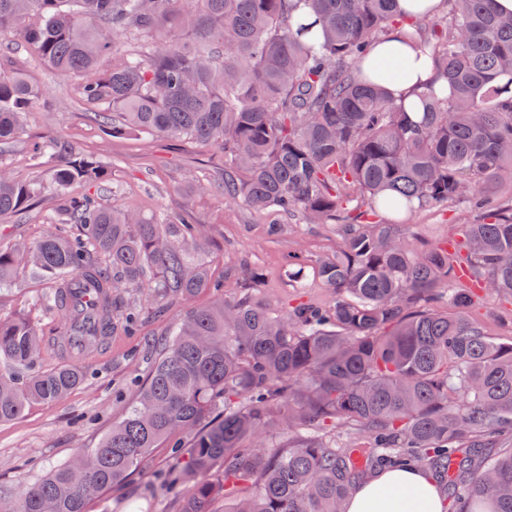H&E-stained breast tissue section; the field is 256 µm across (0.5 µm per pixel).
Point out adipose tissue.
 <instances>
[{
  "instance_id": "obj_1",
  "label": "adipose tissue",
  "mask_w": 512,
  "mask_h": 512,
  "mask_svg": "<svg viewBox=\"0 0 512 512\" xmlns=\"http://www.w3.org/2000/svg\"><path fill=\"white\" fill-rule=\"evenodd\" d=\"M363 69L399 102L416 99L426 85L441 80L430 56L408 45L399 30L372 47ZM442 507L430 473L405 468L383 470L358 483L345 505L346 512H441Z\"/></svg>"
}]
</instances>
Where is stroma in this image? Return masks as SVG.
Instances as JSON below:
<instances>
[{
  "label": "stroma",
  "instance_id": "obj_1",
  "mask_svg": "<svg viewBox=\"0 0 512 512\" xmlns=\"http://www.w3.org/2000/svg\"><path fill=\"white\" fill-rule=\"evenodd\" d=\"M17 55L32 81L44 90L48 104L28 116L5 158L19 179L41 182L43 189L26 214L0 223V237H35L51 216L56 194L44 167L32 165L26 146L33 139L63 136L109 162L110 180L125 205L145 214L174 215L191 209L208 230L210 243L204 259L212 277L223 281L225 293L238 292L249 273L257 270L262 280L254 295L272 312H279L287 297L328 299L316 268L340 244L336 225L307 224L295 217L282 224L280 237H269L270 215L225 202L224 158L218 150L193 143L179 145L136 131L112 133L95 119L92 109L78 103L80 76L47 67L27 49H19ZM472 220L467 203H456L409 216L405 235L418 245L453 241L459 238L462 225ZM290 251L303 256L296 275L289 273L285 261ZM46 290L45 282L19 269L10 284L0 285V309L45 321L36 301ZM187 309L183 303L159 318L141 316L138 334L113 337L111 347L90 361L85 382L66 398L32 405L19 418L1 422L0 488L31 486L80 452L96 447L135 399L133 379L147 374L145 337L167 333ZM471 316L489 336L501 342L512 340V296L490 297ZM165 467V449H154L133 483L91 498L87 512H128L132 499L139 504L138 512H169L171 495L160 482Z\"/></svg>",
  "mask_w": 512,
  "mask_h": 512
}]
</instances>
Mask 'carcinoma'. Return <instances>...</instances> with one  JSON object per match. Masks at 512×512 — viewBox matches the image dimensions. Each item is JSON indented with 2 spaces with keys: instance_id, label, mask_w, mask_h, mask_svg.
Masks as SVG:
<instances>
[{
  "instance_id": "1",
  "label": "carcinoma",
  "mask_w": 512,
  "mask_h": 512,
  "mask_svg": "<svg viewBox=\"0 0 512 512\" xmlns=\"http://www.w3.org/2000/svg\"><path fill=\"white\" fill-rule=\"evenodd\" d=\"M395 28L446 77L410 109L361 69ZM2 35L82 74L80 96L112 132L224 150V201L335 224L342 242L317 268L327 303L287 300L274 314L250 293L255 271L236 296L188 310L148 342L160 356L100 444L0 491V512H84L160 446L181 488L173 512H213L219 499L224 512H345L378 463L433 469L455 488L450 512H512V448L456 483L485 437L512 436V342L470 315L489 294L512 295V203L482 193L512 186V13L495 0H440L422 19L397 0H0ZM43 102L0 57V148ZM33 161L52 163L57 205L36 239L0 241V284L20 266L48 280L50 321L0 312V361L13 366L0 422L85 381L80 364L27 373L69 350L77 282L100 295L98 339L81 357L142 308L220 287L196 258L207 233L189 213L148 218L100 197L106 162L71 140L39 141ZM38 193L0 157V217ZM459 201L480 214L460 240L420 250L401 232L408 216ZM339 425L365 442L336 440Z\"/></svg>"
}]
</instances>
